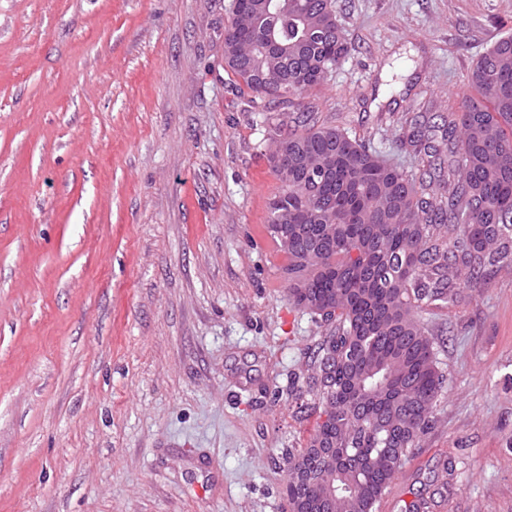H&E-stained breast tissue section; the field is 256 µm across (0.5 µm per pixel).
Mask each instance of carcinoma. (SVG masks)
<instances>
[{"instance_id":"cac0c4a2","label":"carcinoma","mask_w":512,"mask_h":512,"mask_svg":"<svg viewBox=\"0 0 512 512\" xmlns=\"http://www.w3.org/2000/svg\"><path fill=\"white\" fill-rule=\"evenodd\" d=\"M331 0H293L288 13L261 19L250 30L234 23L237 61L226 64L237 81L265 96L247 60L264 56L265 69L287 95L321 85L351 47L341 27L328 32L317 18ZM292 52L280 64L266 49L265 30ZM469 85L475 95L448 113L445 129L448 176L436 186L369 152L336 128L297 118L288 139L311 150L270 203V224L280 214L298 232L283 246L284 273L294 303L303 308L327 300L333 314L318 354L314 386L331 429L317 424L305 448L288 452V470L301 459L307 470L333 485L327 512H376L394 474L418 438L442 394L444 374L434 342L418 314L453 302L452 288L464 275L480 284L512 265V36L497 40L476 61ZM336 136V175L313 181L324 165L323 135ZM407 143L420 164L431 165L425 135ZM336 238L325 258L306 251L310 233ZM336 359V381L324 376ZM336 454L314 450L319 437Z\"/></svg>"}]
</instances>
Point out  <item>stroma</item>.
Wrapping results in <instances>:
<instances>
[{"label": "stroma", "instance_id": "35a3bbf8", "mask_svg": "<svg viewBox=\"0 0 512 512\" xmlns=\"http://www.w3.org/2000/svg\"><path fill=\"white\" fill-rule=\"evenodd\" d=\"M232 0H0V512H289L329 331L268 229L307 111L409 173L512 0H333L352 46L254 101ZM422 313L447 379L377 512H512V266Z\"/></svg>", "mask_w": 512, "mask_h": 512}]
</instances>
